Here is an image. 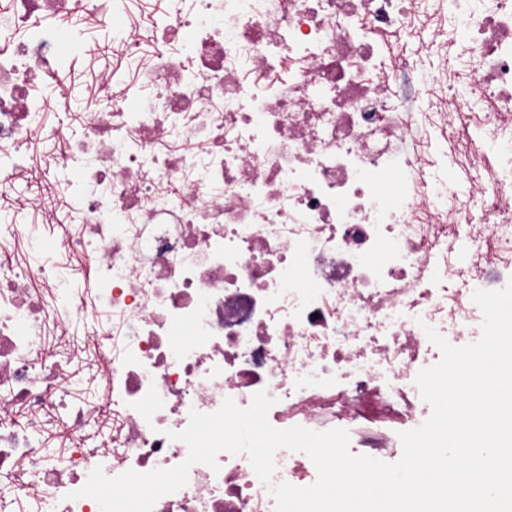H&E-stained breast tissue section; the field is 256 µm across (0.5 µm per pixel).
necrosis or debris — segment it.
Listing matches in <instances>:
<instances>
[{
    "instance_id": "obj_1",
    "label": "necrosis or debris",
    "mask_w": 512,
    "mask_h": 512,
    "mask_svg": "<svg viewBox=\"0 0 512 512\" xmlns=\"http://www.w3.org/2000/svg\"><path fill=\"white\" fill-rule=\"evenodd\" d=\"M92 30L112 61L79 84L75 140L46 116ZM73 160L76 311L112 319L48 343L42 201L0 225V482L31 475L13 512H101L71 496L94 468L174 467L191 411L261 390L272 426L342 428L389 460L431 414L425 326L478 341L474 290L512 279V0H0V204ZM89 362L110 406L93 449ZM217 461L152 512H275L246 454ZM275 464L271 484L317 478L304 453Z\"/></svg>"
}]
</instances>
